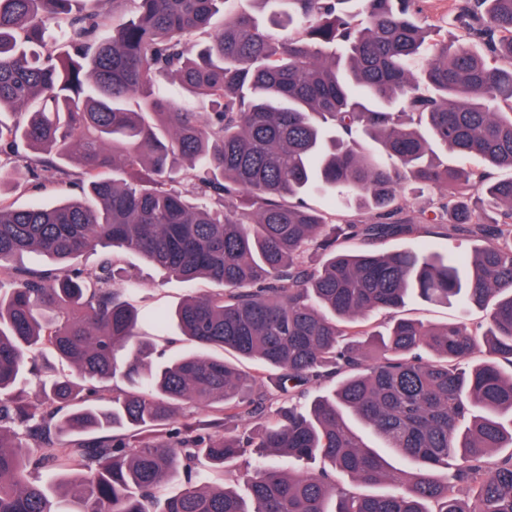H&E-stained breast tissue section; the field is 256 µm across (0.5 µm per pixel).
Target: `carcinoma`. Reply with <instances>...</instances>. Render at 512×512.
<instances>
[{"label": "carcinoma", "mask_w": 512, "mask_h": 512, "mask_svg": "<svg viewBox=\"0 0 512 512\" xmlns=\"http://www.w3.org/2000/svg\"><path fill=\"white\" fill-rule=\"evenodd\" d=\"M84 2L0 0V156L63 190L15 208L0 170V512H512V0H455L451 44L416 0ZM413 185L440 190L420 218ZM429 236L472 257L376 251ZM115 248L217 285L176 309L183 334L275 370L282 404L224 359L154 365ZM412 298L487 322L371 331ZM37 348L69 370L41 374ZM122 367L129 391L109 387ZM180 403L222 433L174 424ZM347 414L412 468L389 476ZM252 451L288 466L257 463L245 496L210 482Z\"/></svg>", "instance_id": "obj_1"}]
</instances>
